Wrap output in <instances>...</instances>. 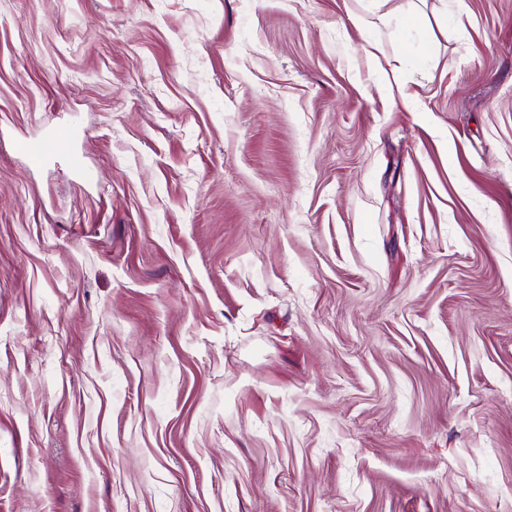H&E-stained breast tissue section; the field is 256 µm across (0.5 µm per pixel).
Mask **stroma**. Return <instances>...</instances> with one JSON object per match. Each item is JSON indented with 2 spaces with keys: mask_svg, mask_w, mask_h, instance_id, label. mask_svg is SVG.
I'll return each instance as SVG.
<instances>
[{
  "mask_svg": "<svg viewBox=\"0 0 512 512\" xmlns=\"http://www.w3.org/2000/svg\"><path fill=\"white\" fill-rule=\"evenodd\" d=\"M414 3L0 0V512H512V0ZM16 146L32 165L40 166L50 159L62 157L82 178L90 180L94 176L84 154L74 149L70 130L62 129L41 138L21 140Z\"/></svg>",
  "mask_w": 512,
  "mask_h": 512,
  "instance_id": "obj_1",
  "label": "stroma"
}]
</instances>
